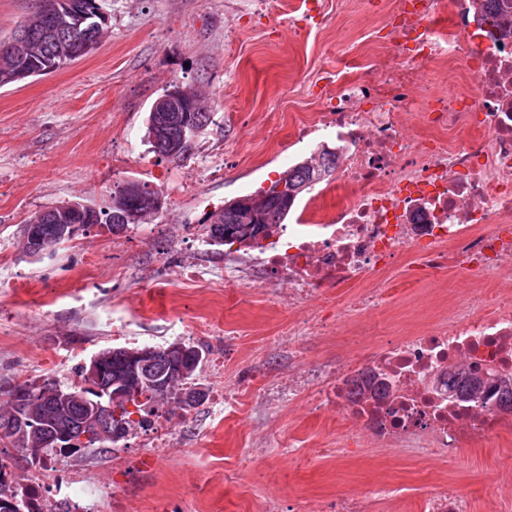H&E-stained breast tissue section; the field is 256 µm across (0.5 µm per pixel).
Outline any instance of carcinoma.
<instances>
[{
  "label": "carcinoma",
  "mask_w": 512,
  "mask_h": 512,
  "mask_svg": "<svg viewBox=\"0 0 512 512\" xmlns=\"http://www.w3.org/2000/svg\"><path fill=\"white\" fill-rule=\"evenodd\" d=\"M75 11L87 14L82 28L101 40L108 27L98 29L102 23L96 14L101 0H72ZM46 21L42 12L20 24L7 38L15 39L22 30L30 33L29 53L25 58L0 55V87L10 85L7 75L41 62V57L49 50L50 42L46 35ZM336 169L334 152L322 150V161L317 166L299 164L284 172L280 180L256 193L266 198L263 219L256 224H244L245 214L241 204L233 202L218 215L211 231L219 236L211 241L222 245L235 240L247 248L256 247L257 236H266L269 228L282 224L293 210L302 194L311 186L332 176ZM123 205L134 212L133 223L138 224L142 217L150 213L151 203L145 195L133 191L122 194ZM149 351V371L160 373L169 379L168 389L155 393L140 385L139 374L133 370V357L141 351ZM207 350L200 345L174 341L165 346L113 347L95 355L101 368V376L93 381L86 378L85 370H80L81 383L71 385L67 390L78 395L80 400L64 403L56 396L58 383L46 379L41 384L23 383L6 393L0 403V441L9 440L14 448H25L32 454L48 450L45 439L59 434L65 437V447L59 454H69L88 448L96 443L109 441L107 434L94 430L87 423V409L84 402L107 401L112 405V432L126 436L136 424L134 416L143 415L156 407H165L169 413L182 418L204 403L205 390L196 382L197 371L206 358ZM90 434L86 440L81 435ZM0 512H34L31 502L25 498L7 493L0 481Z\"/></svg>",
  "instance_id": "carcinoma-1"
}]
</instances>
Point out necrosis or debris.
Instances as JSON below:
<instances>
[{
	"mask_svg": "<svg viewBox=\"0 0 512 512\" xmlns=\"http://www.w3.org/2000/svg\"><path fill=\"white\" fill-rule=\"evenodd\" d=\"M356 48L367 59L358 75L325 72L289 91L314 106L291 114L293 143L312 161L332 143L335 178L294 223L273 226L257 254L228 244L224 284H287L289 304L304 313L279 330L287 346L332 334L334 321L314 305L325 287L359 283L349 306L372 313L389 303L376 280L402 264L411 288L426 274L484 278L465 306L370 356L248 386L259 408L302 396L407 457L445 464L512 416V0H384L367 13ZM206 374L214 382L210 413L236 419L238 397L221 383L223 356ZM472 377L481 380L479 393L470 391ZM173 444L159 412L124 442L146 462ZM13 486L42 512L125 508L118 489L101 486L92 464L74 454L40 455ZM390 498L399 512L409 504L415 512H472L470 498L444 479L418 494L380 485L336 499L331 510L370 512L373 500Z\"/></svg>",
	"mask_w": 512,
	"mask_h": 512,
	"instance_id": "necrosis-or-debris-1",
	"label": "necrosis or debris"
}]
</instances>
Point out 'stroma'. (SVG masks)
Instances as JSON below:
<instances>
[{"label":"stroma","instance_id":"obj_1","mask_svg":"<svg viewBox=\"0 0 512 512\" xmlns=\"http://www.w3.org/2000/svg\"><path fill=\"white\" fill-rule=\"evenodd\" d=\"M329 2L325 28L297 37L259 17L254 0H104L110 31L94 52L0 88V395L30 379L78 382L81 365L115 347L116 317L128 320L137 346L172 342L170 320L208 319L215 332L197 342L223 353L224 385L232 391L255 375L285 379L315 362L341 363L376 349L374 338L350 346L343 336L362 320L347 306L353 284L336 289L325 308L340 316V333L273 343L300 315L287 287L271 294L254 283L239 301L224 285L223 248L187 240L188 225L210 224L227 203L285 172L277 143L288 138L289 81L340 64L347 50L334 45L336 28L359 26L344 0ZM174 83L203 93L213 111L180 161L154 153L146 136L152 104ZM130 182L161 190L163 209L121 234L98 224L42 256L24 253L32 214L66 201L106 212L116 187ZM193 266L210 269V279L182 282L179 270ZM481 285L450 277L429 281L413 299L398 293L388 330L428 322L443 304H465ZM228 320L244 337L224 338ZM264 338L271 344L257 352ZM173 434L187 454L138 468L113 469L108 447L85 456L104 483L117 485L129 512L160 498L168 512H258L266 500L318 502L380 484L421 487L442 476L469 496L474 512H512V422L445 466L379 446L334 414L309 410L301 397L269 412L245 403L227 424L201 406ZM288 438L309 455H280L277 443ZM323 445L353 454L315 456ZM243 454L254 470L237 471Z\"/></svg>","mask_w":512,"mask_h":512}]
</instances>
